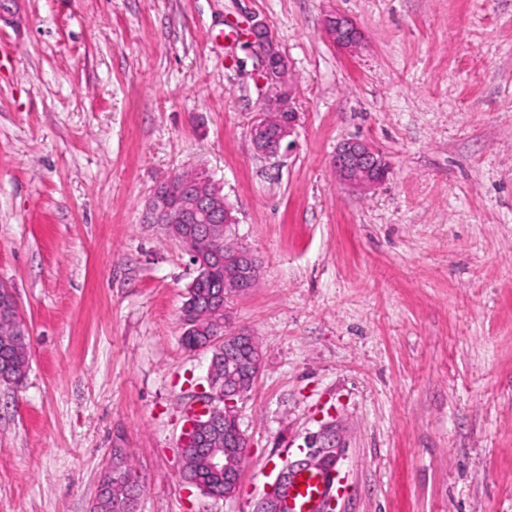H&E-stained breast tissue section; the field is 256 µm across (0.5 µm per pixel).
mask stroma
Here are the masks:
<instances>
[{
	"instance_id": "35a3bbf8",
	"label": "stroma",
	"mask_w": 512,
	"mask_h": 512,
	"mask_svg": "<svg viewBox=\"0 0 512 512\" xmlns=\"http://www.w3.org/2000/svg\"><path fill=\"white\" fill-rule=\"evenodd\" d=\"M359 29L326 37L327 15ZM257 18L287 98L227 24ZM288 147L255 153L275 105ZM370 142L384 179L340 182ZM199 172L259 264L224 300L260 372L238 495L185 486L177 448L208 352L181 345L196 275L147 223ZM0 286L30 330L0 383V512H90L112 449L137 512H254L332 423V512H512V0H18L0 19ZM326 33L337 46L348 48L360 39V32L351 21L341 14L331 15L326 23ZM260 112L250 128V137L254 150L264 156L277 155L285 140L290 136L292 112ZM332 166L344 183L364 187L377 184L387 172L383 154L365 140L344 142L334 155Z\"/></svg>"
}]
</instances>
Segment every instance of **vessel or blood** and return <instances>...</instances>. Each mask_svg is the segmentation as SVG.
Listing matches in <instances>:
<instances>
[{"label": "vessel or blood", "mask_w": 512, "mask_h": 512, "mask_svg": "<svg viewBox=\"0 0 512 512\" xmlns=\"http://www.w3.org/2000/svg\"><path fill=\"white\" fill-rule=\"evenodd\" d=\"M339 490L336 465L301 469L291 475L282 504L285 512H321L324 501Z\"/></svg>", "instance_id": "1"}]
</instances>
